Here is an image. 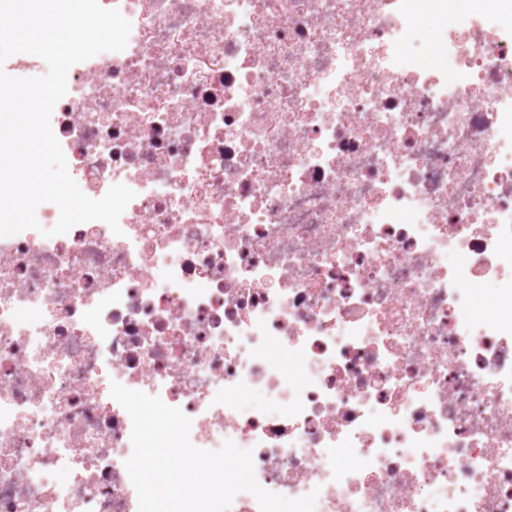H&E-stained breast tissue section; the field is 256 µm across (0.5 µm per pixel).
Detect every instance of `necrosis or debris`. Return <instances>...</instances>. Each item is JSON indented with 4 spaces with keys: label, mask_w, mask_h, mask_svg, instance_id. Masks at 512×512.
<instances>
[{
    "label": "necrosis or debris",
    "mask_w": 512,
    "mask_h": 512,
    "mask_svg": "<svg viewBox=\"0 0 512 512\" xmlns=\"http://www.w3.org/2000/svg\"><path fill=\"white\" fill-rule=\"evenodd\" d=\"M468 2L425 67L423 0H100L51 127L136 196L0 237V512H138L114 381L316 512H512V0Z\"/></svg>",
    "instance_id": "1"
}]
</instances>
